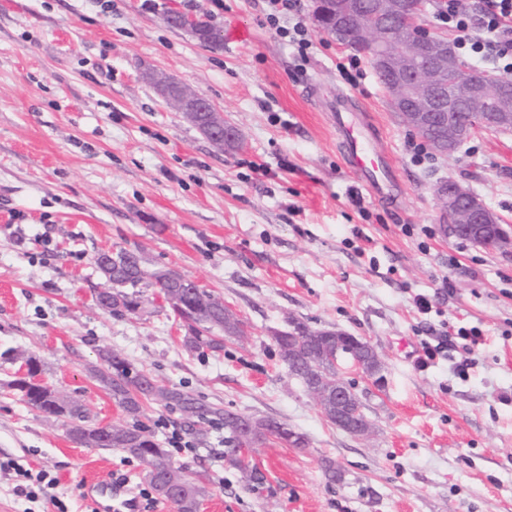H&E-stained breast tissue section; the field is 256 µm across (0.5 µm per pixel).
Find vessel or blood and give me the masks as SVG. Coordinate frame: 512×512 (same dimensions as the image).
Wrapping results in <instances>:
<instances>
[{"mask_svg":"<svg viewBox=\"0 0 512 512\" xmlns=\"http://www.w3.org/2000/svg\"><path fill=\"white\" fill-rule=\"evenodd\" d=\"M329 120L347 167L373 199L385 203L396 200L402 189L398 172L370 115L355 108L351 93L337 92Z\"/></svg>","mask_w":512,"mask_h":512,"instance_id":"b4317fda","label":"vessel or blood"}]
</instances>
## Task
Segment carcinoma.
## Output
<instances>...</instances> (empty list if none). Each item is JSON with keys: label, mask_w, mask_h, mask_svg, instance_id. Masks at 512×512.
I'll use <instances>...</instances> for the list:
<instances>
[{"label": "carcinoma", "mask_w": 512, "mask_h": 512, "mask_svg": "<svg viewBox=\"0 0 512 512\" xmlns=\"http://www.w3.org/2000/svg\"><path fill=\"white\" fill-rule=\"evenodd\" d=\"M313 18H322L323 32L333 25L331 0H313ZM194 36L204 45L213 49L222 47L223 37L205 19H200L193 30ZM106 259L107 266L100 268L104 276L101 289L112 291V310L110 314L122 317L137 313L142 301L138 288L151 286L163 293L187 281L173 270L158 269L146 271L135 258V251L119 247L111 252L98 253L95 263ZM206 290L196 287L187 291L184 308H172L175 316L188 329L184 336L183 347L189 352L208 349L219 352L224 349V336L238 337L242 334V323L234 314L226 311H210L203 297ZM223 332L214 336L212 332ZM278 347L280 357L288 367L290 375L303 382L306 388L320 387L322 405L325 411L331 410V394L336 386L347 393L348 400L355 406L361 402L349 386L336 378V357L347 350L361 356L368 369L375 375L382 371L376 352L371 347L360 345L355 337L345 333L336 334L334 330H311L297 319H288V329L275 330L272 336ZM27 376L17 377L10 382V388L25 406L41 413L45 417L66 418L64 425L69 433L81 435L84 427L93 425L85 407L76 398H71L68 412L58 411L47 402L41 401L40 392L31 384V378L41 372L40 362L29 357L26 360ZM115 402L126 414L128 421L121 425H102L99 427L101 448H118L128 457L139 462L144 477L156 495L178 506L179 512H194L197 501L207 495V488L201 482L186 478L176 467L170 451L162 447L144 422L151 404H160L176 409L191 426L197 424H218L224 428V457L239 470L248 485L255 488L262 484L263 474L244 456V449L255 448L271 437L284 440L296 448L307 445L306 437L274 419H257L252 435L242 428L243 415L215 404H208L200 398L183 390L171 388L165 384L157 385L150 391L148 373L136 368L126 357L114 351L107 360L106 369L96 372Z\"/></svg>", "instance_id": "carcinoma-1"}]
</instances>
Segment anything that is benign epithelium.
<instances>
[{"label":"benign epithelium","mask_w":512,"mask_h":512,"mask_svg":"<svg viewBox=\"0 0 512 512\" xmlns=\"http://www.w3.org/2000/svg\"><path fill=\"white\" fill-rule=\"evenodd\" d=\"M334 4L331 36L342 44L352 31L370 46L372 68L384 77L391 108L408 129L424 137L434 153L454 155L479 129L512 130V79L490 77L453 55L447 39L437 38L421 26L420 7L412 0H374L369 11L363 0H334ZM378 18L404 20L411 36L397 39V30L378 24ZM447 72L454 74L456 87L444 98L439 78ZM473 102L482 104V111L470 113L464 124L457 122L454 113L461 106L470 109ZM181 112L192 123L207 113L220 117L215 106L199 95L186 98ZM438 196L455 235L479 247L489 237L495 250L512 246V233L461 182H443Z\"/></svg>","instance_id":"7a95c632"}]
</instances>
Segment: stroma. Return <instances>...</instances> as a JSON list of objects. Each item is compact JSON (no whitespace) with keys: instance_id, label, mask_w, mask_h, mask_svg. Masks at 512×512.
Masks as SVG:
<instances>
[{"instance_id":"stroma-1","label":"stroma","mask_w":512,"mask_h":512,"mask_svg":"<svg viewBox=\"0 0 512 512\" xmlns=\"http://www.w3.org/2000/svg\"><path fill=\"white\" fill-rule=\"evenodd\" d=\"M208 8L0 0V461L55 479L27 501L12 493L14 472L0 471V512H94L91 482L116 473L127 482L114 487L113 507L133 498L134 512H174L138 498L147 482L136 460L76 443L9 387L33 354L41 379L78 395L94 422L125 421L88 372L103 347L170 387L307 437L304 448L272 438L250 449L265 476L254 490L224 461L223 430L201 438L179 412L149 410L161 443L178 429L193 444L174 461L208 487L201 512H512V251L449 236L437 199L442 181H462L512 226V132L481 131L455 156L415 163L413 136L369 60L353 86L336 69L348 48L323 32L302 61L259 0H224L214 16ZM172 10L209 17L223 48L168 26ZM155 71L219 108L243 146L213 147L147 81ZM339 89L380 127L404 184L397 203H350L361 186L328 119ZM119 247L222 298L244 337L187 353L184 327L152 287L138 314L98 311L94 257ZM420 294L434 313H418ZM291 317L376 349L382 379L337 365L363 405L366 437L328 422L289 375L272 332ZM451 325L478 328L483 345L418 369L421 342ZM328 460L342 481H327Z\"/></svg>"}]
</instances>
